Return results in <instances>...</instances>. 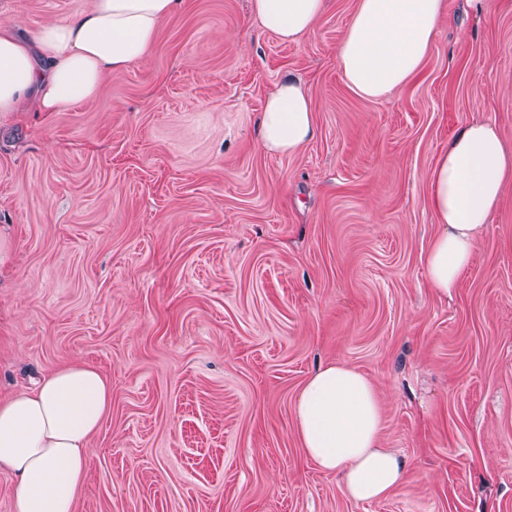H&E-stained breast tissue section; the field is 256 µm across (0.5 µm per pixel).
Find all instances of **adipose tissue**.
<instances>
[{
  "label": "adipose tissue",
  "mask_w": 512,
  "mask_h": 512,
  "mask_svg": "<svg viewBox=\"0 0 512 512\" xmlns=\"http://www.w3.org/2000/svg\"><path fill=\"white\" fill-rule=\"evenodd\" d=\"M177 0H92L89 9L32 32L0 22V113L60 112L93 100L102 78L149 56ZM327 0H251L264 30L296 43L312 32ZM445 0H357L336 61L347 85L376 100L412 81L430 51ZM317 127L304 83L290 78L268 95L259 140L296 155ZM512 183V153L487 120L463 123L429 176L428 205L441 229L425 258L430 288H457L479 235ZM112 406V387L90 364L60 368L32 389L0 400V471L10 473L15 512H74L92 436ZM305 455L339 473L345 494L368 502L406 480L408 463L380 445L374 382L339 362L318 369L295 404Z\"/></svg>",
  "instance_id": "obj_1"
}]
</instances>
